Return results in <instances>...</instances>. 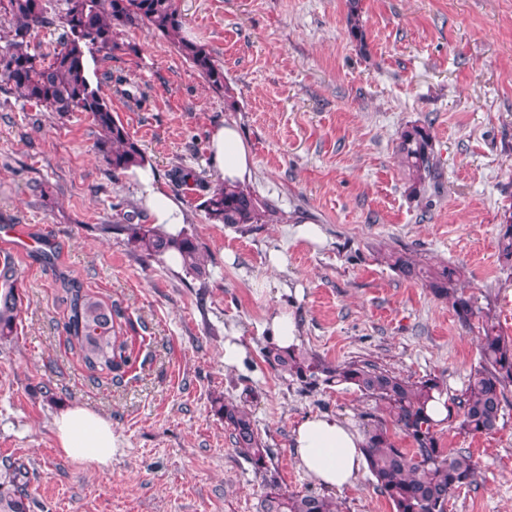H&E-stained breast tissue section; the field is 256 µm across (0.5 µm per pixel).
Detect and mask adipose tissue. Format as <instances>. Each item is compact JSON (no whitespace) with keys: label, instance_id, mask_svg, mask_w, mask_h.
<instances>
[{"label":"adipose tissue","instance_id":"1","mask_svg":"<svg viewBox=\"0 0 512 512\" xmlns=\"http://www.w3.org/2000/svg\"><path fill=\"white\" fill-rule=\"evenodd\" d=\"M209 145L222 179L233 184L252 180V155L235 123L213 126L209 131ZM136 173L137 198L152 223L165 225L174 232L188 222L183 203L168 196L149 170L140 167ZM54 426L65 456L100 466L111 464L116 438L108 420L77 406L57 417ZM292 440L298 468L320 485L338 490L351 488L364 472V436L345 417L328 414L306 417L293 428Z\"/></svg>","mask_w":512,"mask_h":512}]
</instances>
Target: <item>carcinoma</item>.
<instances>
[{"instance_id":"cac0c4a2","label":"carcinoma","mask_w":512,"mask_h":512,"mask_svg":"<svg viewBox=\"0 0 512 512\" xmlns=\"http://www.w3.org/2000/svg\"><path fill=\"white\" fill-rule=\"evenodd\" d=\"M64 31L58 47L47 59L31 48V33L49 23L44 0H0V82L19 92L27 101L60 115L90 114L102 134L96 142L112 174L133 166H145V152L124 125L115 118L112 106L99 86L89 79L87 58L97 55L110 60L125 48L121 29L141 26L168 38L178 46L192 66L212 88L228 95L231 88L224 69L202 45L182 37L183 19L177 0H63ZM347 26L362 40L360 0H348ZM395 158L407 174L408 191L418 195L434 168L430 126L411 124L397 138ZM180 186L193 185L204 191L200 207L214 224H265L277 211L246 185L226 184L221 179L206 181L194 171H173ZM498 238V261L512 269V205L505 209ZM128 243L144 259L177 255L181 266L197 276L206 273L202 249L196 238L180 231L175 235L160 227L129 224ZM386 263L406 279L419 281L438 299H446L461 326L478 329L479 365L471 370L465 389L449 398L455 412L448 413L465 434H491L503 418L506 391L512 386V339L478 305L477 298L456 288L460 268L446 263L423 265L404 249H390ZM17 270L10 259L0 264V341L17 335L21 297ZM60 283L69 300L67 329L77 340L85 366L92 372H112L126 362L124 343L118 342L114 317L119 312L109 303L84 290L75 277L63 276ZM264 357L279 373L289 375L308 392L320 385L336 383L354 387L381 406L365 430L364 453L375 488L392 505L393 512H448V502L458 492L477 484V468L464 448L441 447L437 422L426 414L433 395L443 392L436 377L413 381L371 361L352 360L328 364L308 352L292 347L280 350L267 346ZM218 412L231 431L236 451L263 477L259 512H339L337 503L314 492H290L267 476L272 450L260 438L251 411L233 400L217 401ZM411 442L407 450L398 446L392 430ZM23 466L0 463V512H30Z\"/></svg>"}]
</instances>
